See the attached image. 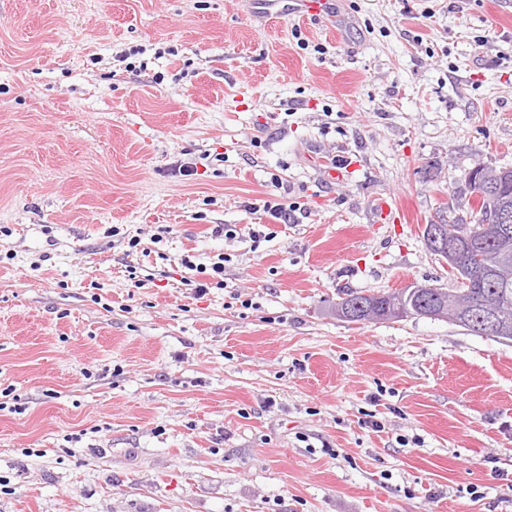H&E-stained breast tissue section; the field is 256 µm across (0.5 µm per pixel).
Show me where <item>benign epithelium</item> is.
Segmentation results:
<instances>
[{"label": "benign epithelium", "mask_w": 512, "mask_h": 512, "mask_svg": "<svg viewBox=\"0 0 512 512\" xmlns=\"http://www.w3.org/2000/svg\"><path fill=\"white\" fill-rule=\"evenodd\" d=\"M468 183L476 198L480 201L496 200L485 183L483 172L473 168L468 174ZM498 236L512 234V211L500 204L496 207ZM424 239L428 248L439 257L448 273L456 281L455 290L449 298H444V290L438 285H413L395 291L396 305L393 309H383L376 301L364 298L354 299L350 296L336 303V315L340 318L358 323L382 322L407 317L429 318L433 320L478 321L484 333L505 340L512 333L503 328L495 308L483 310L475 307L472 288L476 287L477 278L470 267L463 265L460 258L462 244L470 241L469 225L457 226L453 236H448V225L441 223L427 224Z\"/></svg>", "instance_id": "7a95c632"}]
</instances>
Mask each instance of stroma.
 I'll return each mask as SVG.
<instances>
[{
  "label": "stroma",
  "mask_w": 512,
  "mask_h": 512,
  "mask_svg": "<svg viewBox=\"0 0 512 512\" xmlns=\"http://www.w3.org/2000/svg\"><path fill=\"white\" fill-rule=\"evenodd\" d=\"M478 164L512 0H0V512H512V341L334 309L452 287Z\"/></svg>",
  "instance_id": "1"
}]
</instances>
